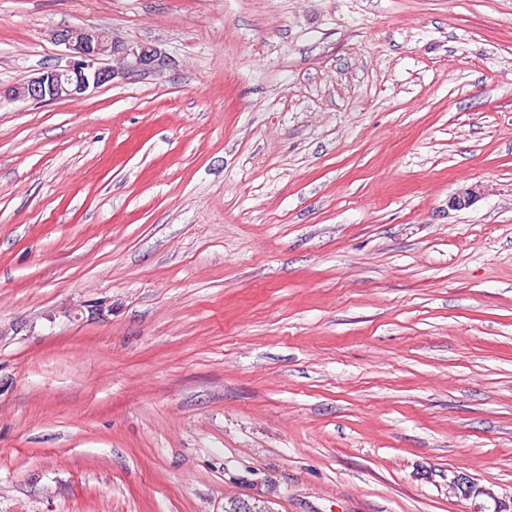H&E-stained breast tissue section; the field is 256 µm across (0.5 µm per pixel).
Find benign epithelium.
<instances>
[{
    "instance_id": "benign-epithelium-1",
    "label": "benign epithelium",
    "mask_w": 512,
    "mask_h": 512,
    "mask_svg": "<svg viewBox=\"0 0 512 512\" xmlns=\"http://www.w3.org/2000/svg\"><path fill=\"white\" fill-rule=\"evenodd\" d=\"M51 38L69 50L66 65L46 68L18 85L0 86V102L82 98L115 79L154 74L169 65L168 57L157 46L121 43L99 29L64 25L53 30ZM109 56L115 64L101 65L102 58ZM448 491H461L477 500L474 512H512L511 497H500L463 477L448 480Z\"/></svg>"
}]
</instances>
